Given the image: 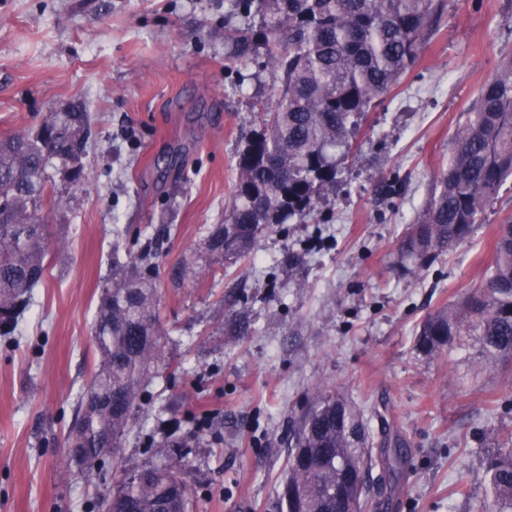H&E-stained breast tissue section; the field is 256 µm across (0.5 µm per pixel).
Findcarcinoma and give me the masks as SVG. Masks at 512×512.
Here are the masks:
<instances>
[{"mask_svg": "<svg viewBox=\"0 0 512 512\" xmlns=\"http://www.w3.org/2000/svg\"><path fill=\"white\" fill-rule=\"evenodd\" d=\"M246 18L228 37L233 64L259 54L273 94L252 104L258 129L238 153L234 201L211 230L212 256L242 259L273 224L318 213L335 182L331 149L348 144L374 101L415 64L441 0H239ZM90 116L76 108L55 114L35 133L0 137V335L10 336L42 284L46 259L65 241L48 237V211L64 207L50 189L47 168L59 162L78 184ZM512 180V57L478 94L453 139L448 168L401 241L405 264L425 266L471 239L501 187ZM491 273L461 309L429 315L417 348L434 355L457 336L477 332L480 364L496 369L512 359V216L497 225ZM154 255L112 258V281L94 323L97 358L63 436L65 471L104 466L143 408L148 384L172 363L158 316L154 281L145 275ZM485 460L484 494L499 512H512V431L495 435ZM402 442L390 427L369 433L364 414L331 390H319L299 418L287 455L282 499L287 512H368L384 488L348 482L381 463L404 464ZM182 461L144 465L122 475L99 512H192Z\"/></svg>", "mask_w": 512, "mask_h": 512, "instance_id": "1", "label": "carcinoma"}]
</instances>
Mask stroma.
<instances>
[{
    "instance_id": "obj_1",
    "label": "stroma",
    "mask_w": 512,
    "mask_h": 512,
    "mask_svg": "<svg viewBox=\"0 0 512 512\" xmlns=\"http://www.w3.org/2000/svg\"><path fill=\"white\" fill-rule=\"evenodd\" d=\"M235 0H0V136L80 106L91 117L84 180L48 176L66 205L13 335L0 336V512H92L125 471L183 459L194 512H286L288 439L316 387L390 425L406 463L382 479L381 512H485L491 430L512 429V375L481 369L474 342L420 352L415 336L461 306L512 215V181L473 238L427 267L399 246L448 164L451 139L512 53V0H443L416 63L377 99L322 201V223L269 228L232 263L206 240L233 200L261 59L228 67ZM151 245L170 378L93 474L64 471L61 438L96 357L93 321L111 255ZM194 259L196 278L175 271ZM467 495H459L458 487Z\"/></svg>"
}]
</instances>
